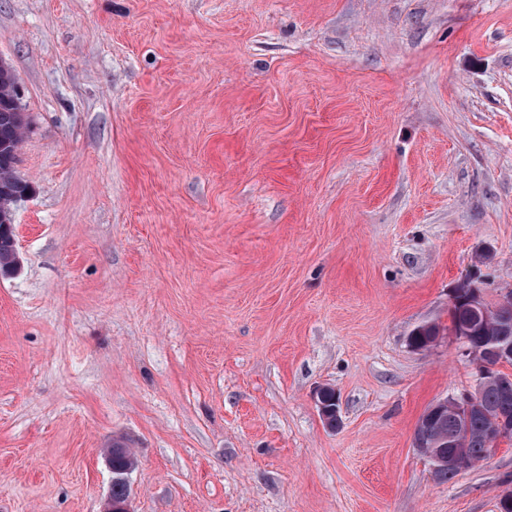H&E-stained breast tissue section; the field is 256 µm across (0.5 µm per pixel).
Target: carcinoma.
<instances>
[{"label":"carcinoma","instance_id":"obj_1","mask_svg":"<svg viewBox=\"0 0 512 512\" xmlns=\"http://www.w3.org/2000/svg\"><path fill=\"white\" fill-rule=\"evenodd\" d=\"M17 81L12 67L0 60V275L9 276L17 271L19 260L13 230L15 207L32 192L29 182L20 178L15 165L19 161V149L29 122L18 106ZM458 303L449 309L450 326L471 322L474 315L465 299L469 289L461 284L456 288ZM512 326V314L491 315L478 322L472 339L474 360L490 343L500 336L501 327ZM479 409L465 422H460L453 410L443 414L420 417L416 429L433 442L432 452L446 456L456 451L464 453L471 466L484 461L490 454L487 446V430L501 417H512V399L508 400L492 382L479 389ZM134 460L129 451L120 445L112 448V468L121 470Z\"/></svg>","mask_w":512,"mask_h":512}]
</instances>
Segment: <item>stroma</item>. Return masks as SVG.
Segmentation results:
<instances>
[{"label":"stroma","instance_id":"obj_1","mask_svg":"<svg viewBox=\"0 0 512 512\" xmlns=\"http://www.w3.org/2000/svg\"><path fill=\"white\" fill-rule=\"evenodd\" d=\"M0 59V512H102L116 443L131 512H500L512 441L412 440L512 289V0H0ZM17 81L12 67L0 60V275L17 271L19 260L13 228L15 207L32 192L15 165L29 122L18 106ZM455 290L458 293L457 299L459 301L457 304L453 306V308H449V329L453 331L454 326L459 323V325L453 331V334L456 337V339L462 344L464 351L469 355H472L473 353L474 360L477 361L482 358V353L484 349L488 347L494 339L500 336L501 327L503 325H507L510 327L512 326V313H510L508 317H505L504 315L497 316L492 314L489 320L479 321L477 327L478 329L476 330V334L472 339V349L471 324L463 323L471 322L475 318L474 315L470 312L469 308L471 309L472 312L481 315H486L488 309H491L499 313L510 310L512 309V291L508 290L502 293L499 296L496 305L494 307H490L486 306L485 299L482 296L480 290L473 289L469 293V288H466V286L463 284H460ZM466 298L469 308L467 307V303L465 302ZM113 448L109 452V465L111 470H121L115 480H120L125 482L126 484L129 482L128 476L132 472L133 467H127L130 464L134 463V460L126 448H123L120 445L112 446ZM127 467V468H125ZM125 468V469H124Z\"/></svg>","mask_w":512,"mask_h":512}]
</instances>
